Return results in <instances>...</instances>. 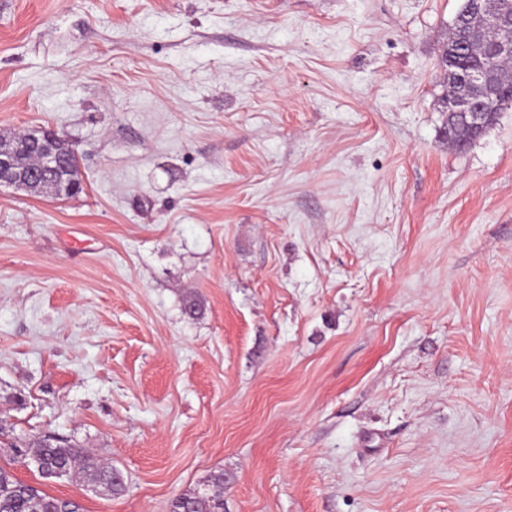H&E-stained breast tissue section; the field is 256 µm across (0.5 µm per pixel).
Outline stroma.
I'll list each match as a JSON object with an SVG mask.
<instances>
[{"label":"stroma","mask_w":512,"mask_h":512,"mask_svg":"<svg viewBox=\"0 0 512 512\" xmlns=\"http://www.w3.org/2000/svg\"><path fill=\"white\" fill-rule=\"evenodd\" d=\"M462 0H0V467L80 512H512V108L448 145ZM63 438L123 491L46 479ZM43 135L42 139L39 140L38 137L34 136V145L37 146V149L44 156V163L42 166H39L41 171L44 169H53L59 172V176L54 180V176L51 173L46 172L45 177L50 180H54V187L59 188V191L56 196H72L78 193L81 189V183L77 182L75 179H78V168L73 175L69 174V178L73 180L64 181L65 177H62L64 172H68V159H73L76 166L78 164V155L73 146V144L65 138L60 137L56 132L39 129ZM65 147V148H64ZM62 151H65L62 153ZM0 183L43 190L47 185L33 160H25L12 143L0 142ZM224 471L212 472L196 488L176 497L170 512H224Z\"/></svg>","instance_id":"obj_1"}]
</instances>
